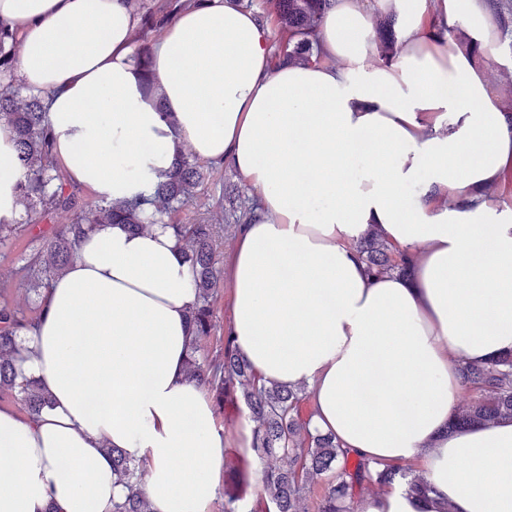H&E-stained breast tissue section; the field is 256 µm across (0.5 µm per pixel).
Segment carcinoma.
<instances>
[{"label": "carcinoma", "instance_id": "carcinoma-1", "mask_svg": "<svg viewBox=\"0 0 512 512\" xmlns=\"http://www.w3.org/2000/svg\"><path fill=\"white\" fill-rule=\"evenodd\" d=\"M138 23L132 39L139 43L137 57L142 61L145 86L152 89L150 72L152 45L148 36L159 33L187 7L200 6L201 0H129ZM488 7L499 20L501 40L512 47V14L502 0H487ZM330 0H263L260 17L270 24L274 38L271 59L297 63L319 62L322 56L315 45L314 33ZM376 33L374 42L377 63L393 61L397 53V35L390 18L378 11L371 18ZM19 45L16 31L0 20V83L10 82L0 90V119L13 127L16 158L29 172L19 185L22 205L43 213H71L70 223L62 225L44 240L27 265L24 278L32 289L48 287L50 281L72 262L79 241L105 224H121L130 231H140L151 224H164L176 237L184 256L194 272L196 301L189 311L193 337L189 343L186 365L190 377L204 384L212 393L215 407L222 411L227 403L243 398L255 422L254 449L260 458L269 461L263 472V488L274 512H306L304 496L310 486L323 476L334 473L317 512H358L359 500L366 491L378 486L391 488L404 482L410 490L426 496L430 485L419 475L407 472L400 465L376 469L363 459L345 462L337 467L338 457L348 456L329 435L309 428L310 419L301 416V404L309 399L302 389L294 390L272 384L267 386L256 378L239 358L233 337L224 335L217 354L207 362L196 354L201 344L213 335L214 302L221 281L216 255L217 238L224 227L210 223L204 215L194 224L169 221L171 215L192 203L204 185L205 174L196 161L180 151L167 181L150 196H138L114 204L102 200L91 208L78 206L75 195L67 191L68 179L52 154L47 112L39 95L19 96L14 78L15 48ZM224 209L235 216V223L244 224L251 212L238 200L224 198ZM359 252L370 273L379 275L397 272L407 275L412 257L371 232L359 246ZM40 317V306L28 317L4 303L0 305V401L14 402L31 419L39 418L51 406L50 396L33 377H25L18 367L21 355V334L28 332ZM462 391L478 392L474 399L463 398L455 406L448 430L473 424L512 419V352L484 365H462L459 369ZM113 475L129 487L121 502L113 504V512H147L146 502L137 490L139 470L124 450L108 448ZM224 512H254L238 492L224 493Z\"/></svg>", "mask_w": 512, "mask_h": 512}]
</instances>
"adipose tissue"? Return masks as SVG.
I'll return each instance as SVG.
<instances>
[{"instance_id": "ef3b65f1", "label": "adipose tissue", "mask_w": 512, "mask_h": 512, "mask_svg": "<svg viewBox=\"0 0 512 512\" xmlns=\"http://www.w3.org/2000/svg\"><path fill=\"white\" fill-rule=\"evenodd\" d=\"M376 10L395 22L386 64ZM0 19L71 184L151 195L182 145L246 181L257 207L228 261L238 353L261 382L307 391L312 428L341 450L420 463L432 488L363 512H512V419L448 429L460 365L512 351V114L474 51L497 43L482 0H332L323 62L277 67L256 12L210 0L154 44L150 91L128 0H0ZM25 179L0 120V222L18 219ZM372 230L413 256L409 275L368 272ZM195 301L170 229L80 241L23 337L19 367L53 407L32 421L0 406V512H112L129 489L111 447L142 472L149 512H210L228 450L257 454L254 424L226 432L187 374ZM372 27L376 33L374 42L376 63H389L397 53V35L392 22L387 15L375 11L371 18Z\"/></svg>"}]
</instances>
